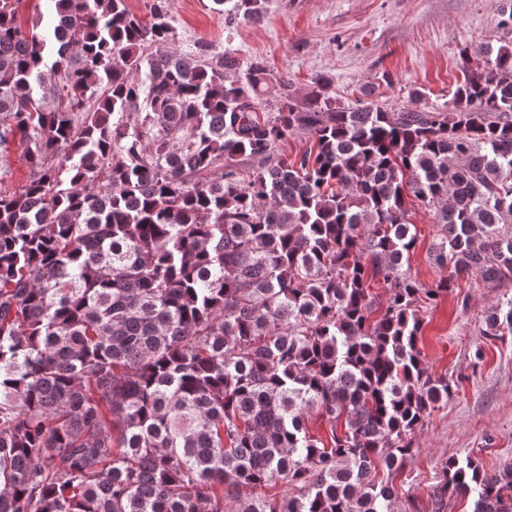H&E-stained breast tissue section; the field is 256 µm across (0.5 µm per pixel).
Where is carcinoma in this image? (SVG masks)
I'll list each match as a JSON object with an SVG mask.
<instances>
[{"instance_id": "carcinoma-1", "label": "carcinoma", "mask_w": 512, "mask_h": 512, "mask_svg": "<svg viewBox=\"0 0 512 512\" xmlns=\"http://www.w3.org/2000/svg\"><path fill=\"white\" fill-rule=\"evenodd\" d=\"M46 2L25 28L0 0V144L30 166L0 192V512H393L377 473L451 393L420 302L512 279V43L463 50L442 107L324 76L300 101L261 61L172 50L170 0ZM410 204L449 270L427 286ZM442 490L512 512L511 470L450 459Z\"/></svg>"}]
</instances>
